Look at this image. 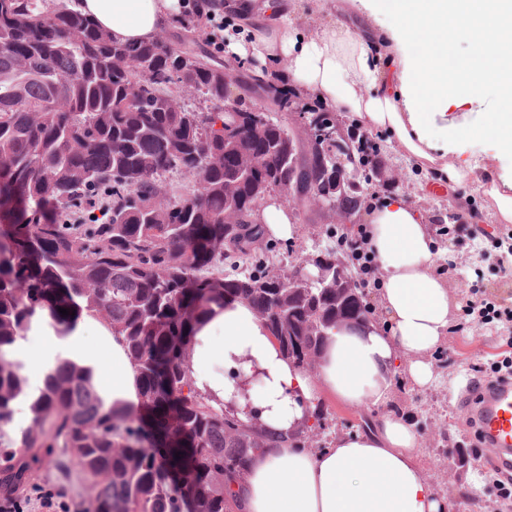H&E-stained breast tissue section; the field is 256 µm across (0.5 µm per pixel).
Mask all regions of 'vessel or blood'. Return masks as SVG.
Instances as JSON below:
<instances>
[{"instance_id":"1","label":"vessel or blood","mask_w":512,"mask_h":512,"mask_svg":"<svg viewBox=\"0 0 512 512\" xmlns=\"http://www.w3.org/2000/svg\"><path fill=\"white\" fill-rule=\"evenodd\" d=\"M474 411L487 447L494 449V463L512 468V383L481 388Z\"/></svg>"}]
</instances>
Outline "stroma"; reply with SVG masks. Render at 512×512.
Segmentation results:
<instances>
[{"instance_id":"stroma-1","label":"stroma","mask_w":512,"mask_h":512,"mask_svg":"<svg viewBox=\"0 0 512 512\" xmlns=\"http://www.w3.org/2000/svg\"><path fill=\"white\" fill-rule=\"evenodd\" d=\"M372 140L386 171L397 173L404 182L391 189L377 174H370L372 191L363 194V202H370L372 194L385 195L392 191L406 196L428 217L435 243L442 253L439 264L448 281L449 297L459 307L446 343L432 358L437 376L435 384L419 389L404 375H395L393 408L396 413L408 416L415 425L421 438L419 462L441 494L447 497V512H512V501L497 499L489 487L477 492L471 489V472L485 475L490 467L485 458L473 456L469 448V412L463 404L477 365L504 351L506 339L512 337V324L483 325L467 314L468 291L476 286L492 301L511 305L512 275L505 274L504 269L512 266V252L504 247L492 248L478 240L461 241L444 234L437 216L448 210L455 212L462 224L468 223L471 212H479L484 229H492L495 221L490 200L482 193L472 192L464 203H456L447 191L432 188L429 177L397 154L383 137L376 134ZM364 221L365 215L361 212L350 216L345 224L311 211L298 215L294 239L272 243L277 263L284 268L291 267L316 250L335 244L337 235L357 228ZM321 407L323 428L317 441L310 445L314 451L326 447L334 434L361 429L364 420L373 417L371 411L330 399L322 402ZM32 482L24 495L29 502L25 512H46L38 501L44 489L59 492L68 505L67 512H92L88 497L91 480L69 453L60 450L50 460L42 462Z\"/></svg>"}]
</instances>
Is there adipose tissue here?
<instances>
[{"label": "adipose tissue", "instance_id": "1", "mask_svg": "<svg viewBox=\"0 0 512 512\" xmlns=\"http://www.w3.org/2000/svg\"><path fill=\"white\" fill-rule=\"evenodd\" d=\"M374 24L337 21L302 33L292 0H265L247 23L224 30L234 54L285 65L297 92L312 93L353 123L386 136L435 184H479L500 224H512V0H359ZM78 8L119 42L155 39L183 16L181 0H79ZM474 35L469 56L452 51L457 32ZM497 92L484 109L487 87ZM365 245L380 271L379 310L359 329L331 331L319 366L285 356L242 301L213 306L196 327L191 385L214 408L251 425L274 445L254 452L232 483L237 512H446L418 461L420 438L392 409V378L424 389L431 362L455 321L456 305L438 273L440 252L404 196L374 203ZM19 347L42 374L69 359L94 370L111 362L101 391L127 410L140 405L124 346L102 320L85 316L67 335L34 324ZM373 407L371 429L337 435L310 452L294 444L314 422L318 401Z\"/></svg>", "mask_w": 512, "mask_h": 512}]
</instances>
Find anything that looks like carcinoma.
I'll return each instance as SVG.
<instances>
[{"mask_svg":"<svg viewBox=\"0 0 512 512\" xmlns=\"http://www.w3.org/2000/svg\"><path fill=\"white\" fill-rule=\"evenodd\" d=\"M180 48L163 35L122 43L71 0H0V426L26 401L25 453L4 454L0 490L23 489L35 465L64 448L90 475L94 512H227L231 481L261 448L254 429L190 384L195 327L213 303L243 300L281 351L308 367L336 311L368 320L360 290L343 296L284 271L254 206L280 187L311 208L357 213L360 193L336 190V154L287 140L263 113L224 109V68L190 28ZM208 106L178 104L184 87ZM234 126L235 138L224 139ZM353 177L371 167L364 142L340 139ZM264 157L239 175L236 156ZM183 188L168 190L173 176ZM238 182L241 221L224 223V186ZM69 310L64 315L59 309ZM98 316L124 345L140 382V412L108 402L93 369L60 360L37 392L16 343L36 318L65 334Z\"/></svg>","mask_w":512,"mask_h":512,"instance_id":"carcinoma-1","label":"carcinoma"}]
</instances>
